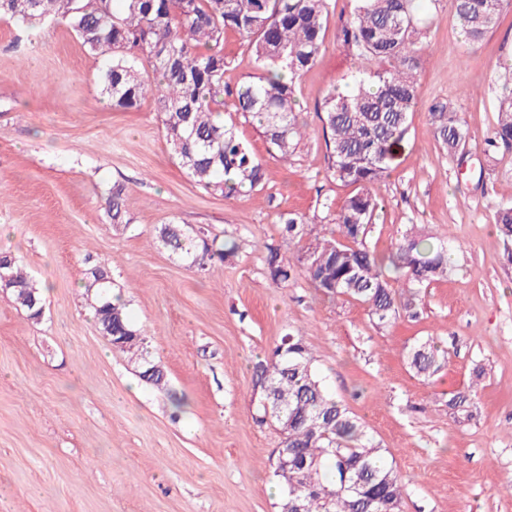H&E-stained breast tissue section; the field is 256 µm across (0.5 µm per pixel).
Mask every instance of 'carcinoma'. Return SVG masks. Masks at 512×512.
Listing matches in <instances>:
<instances>
[{"label": "carcinoma", "instance_id": "1", "mask_svg": "<svg viewBox=\"0 0 512 512\" xmlns=\"http://www.w3.org/2000/svg\"><path fill=\"white\" fill-rule=\"evenodd\" d=\"M109 0L103 11L96 0H0V19L28 24L68 23L88 53L105 60L101 94L112 106L133 109L151 94L157 118L179 166L206 191L226 198H250L263 187L262 163L224 123V97L233 111L259 125L275 157L286 162L305 133L296 84L317 62L325 41L332 0ZM512 0H453L468 43L477 44L496 26ZM424 22L417 0H353L352 17L336 25V39L359 64L351 90L331 89L321 105L327 176L354 187L331 222L321 226L299 213L279 217L281 238L315 242L313 260L296 259L280 247L265 246L266 278L278 288L302 272L328 298L344 297L367 307L374 327L386 329L399 319L419 318L422 289L448 275V238L433 241L405 233L386 258L367 243L368 229L383 209L374 186L392 170L393 150L406 139L417 104V73L423 44L416 41ZM238 34L259 76L232 89L225 81L232 60L224 54V35ZM497 120L484 152L512 151V77L496 97ZM428 125L442 151L464 149L468 132L450 101L427 109ZM112 223H130L126 187L109 190ZM494 224L512 246V203L493 206ZM157 238L171 254L192 266L226 263L238 253L237 241L216 246L208 231L192 233L180 224H163ZM5 288L31 320L43 313V295L10 252H0ZM112 284L99 267L83 283L99 330L112 348L141 368L139 377L163 389L167 376L148 358L147 336L131 322L125 304L92 297L95 286ZM409 369L426 380L440 377L447 351L432 338L417 339L404 353ZM259 393L257 421L281 435L276 456L307 463L282 481L283 505L292 491L304 498L306 512H401L408 481L386 463L383 448L367 434L361 419L330 394L297 336L286 334L270 356L254 365Z\"/></svg>", "mask_w": 512, "mask_h": 512}]
</instances>
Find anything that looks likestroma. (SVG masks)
<instances>
[{"mask_svg":"<svg viewBox=\"0 0 512 512\" xmlns=\"http://www.w3.org/2000/svg\"><path fill=\"white\" fill-rule=\"evenodd\" d=\"M431 23L417 74L418 109L367 242L389 252L407 231L448 238V275L420 294L421 314L380 331L364 305L318 294L305 277L271 287L264 246L279 214L325 217L350 187L326 179L327 92L353 82L355 60L336 39L351 0H335L325 47L296 97L307 135L289 161L262 130L225 112L265 169L263 189L227 198L177 165L153 97L113 108L100 93L101 59L72 28L0 20V250L44 292L41 321L0 291V512H281L271 462L281 442L255 420L253 366L281 336L300 337L331 394L364 422L410 482L402 512H512V260L493 224L512 201V153L485 162L496 96L512 67V7L469 45L452 0H420ZM437 99L456 102L469 138L463 157L439 149L427 123ZM127 187L126 229L107 212ZM237 240L227 263L199 269L157 240L169 222ZM106 267L112 287L167 373L159 390L100 334L82 284ZM431 336L448 352L425 381L402 354ZM483 366L475 379V366ZM469 394L467 412L447 393Z\"/></svg>","mask_w":512,"mask_h":512,"instance_id":"1","label":"stroma"}]
</instances>
